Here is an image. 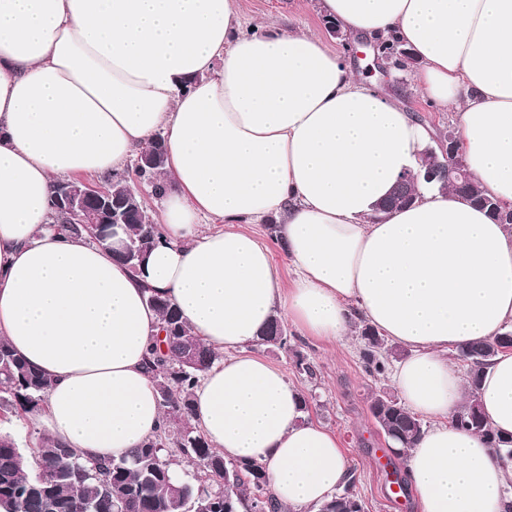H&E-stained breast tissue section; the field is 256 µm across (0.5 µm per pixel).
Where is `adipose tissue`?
Instances as JSON below:
<instances>
[{"mask_svg":"<svg viewBox=\"0 0 512 512\" xmlns=\"http://www.w3.org/2000/svg\"><path fill=\"white\" fill-rule=\"evenodd\" d=\"M317 9L412 54L414 86L453 108L480 189L512 209V0ZM159 136L162 235L137 275L108 245L61 233L51 197L58 179L120 171ZM433 136L316 34L243 32L236 0H0V339L51 381L29 422L86 461L152 438L164 413L146 363L161 318L147 296L163 293L228 354L193 391L194 424L304 512L343 484L344 451L245 348L280 312L334 340L361 318L410 351L392 383L431 422L406 459L420 512H512V461L452 422L466 383L448 358L512 328V228L423 185L413 207L373 213ZM270 220L288 288L246 230ZM479 400L511 438L512 352L485 368Z\"/></svg>","mask_w":512,"mask_h":512,"instance_id":"ef3b65f1","label":"adipose tissue"}]
</instances>
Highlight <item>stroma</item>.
Listing matches in <instances>:
<instances>
[{"mask_svg":"<svg viewBox=\"0 0 512 512\" xmlns=\"http://www.w3.org/2000/svg\"><path fill=\"white\" fill-rule=\"evenodd\" d=\"M243 31L254 25L268 24L283 29L308 30L319 35L327 45L351 63L359 78L372 88L402 102L419 121L446 131L450 123L448 112L439 109L423 96L407 70H391L388 76L370 75L367 62L346 45L344 39L333 36L317 10L316 0H238ZM288 339L295 353L281 349L255 347L254 352L280 368L289 383L310 402L309 418L333 432L345 451L348 467L354 471L356 491L365 512H418L412 490L393 494L390 487L392 472H404L405 463L388 452V442L371 416L372 395L391 390L389 378L369 376L361 358L362 342L358 334L341 340L305 336L288 328ZM310 362L315 377L300 373L295 355Z\"/></svg>","mask_w":512,"mask_h":512,"instance_id":"35a3bbf8","label":"stroma"}]
</instances>
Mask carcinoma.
Returning <instances> with one entry per match:
<instances>
[{
    "label": "carcinoma",
    "mask_w": 512,
    "mask_h": 512,
    "mask_svg": "<svg viewBox=\"0 0 512 512\" xmlns=\"http://www.w3.org/2000/svg\"><path fill=\"white\" fill-rule=\"evenodd\" d=\"M165 155L153 165L136 168L139 177L150 182L154 193L164 186L159 173ZM448 184L475 206L496 207L493 217L512 226V210L485 197L474 180L460 187L454 172ZM57 223L72 236L91 237L89 230L72 224L59 209H54ZM159 235V225L134 209L125 224V238L133 254L123 260L133 272L144 266L146 257ZM148 302L162 318L165 336L150 349L148 369L156 381L165 424L162 432L127 455L107 462H82L71 449L43 435L39 439L36 468H31L15 437L0 432V507L5 512H187L200 506L206 512H281L268 487L265 467L257 462L226 460L215 452L206 437L191 423L192 390L202 372L221 359V354L192 335L172 299L152 292ZM362 360L366 372L383 377L389 371L397 350L387 345L385 337L363 324L360 330ZM493 342L478 341L457 349V357L468 368L467 400L453 422L487 439L495 455L512 460V439L505 441L492 430L481 410L478 389L483 366L499 354ZM256 345L288 349V336L282 320L272 318ZM49 380L39 373L7 343L0 340V421L40 407ZM372 416L388 440L397 447V456L405 458L415 447L425 423L396 397L380 391L371 398ZM179 449L192 471L179 476L165 455L168 445ZM360 501L355 480H350L330 499L317 506V512H353Z\"/></svg>",
    "instance_id": "obj_1"
}]
</instances>
